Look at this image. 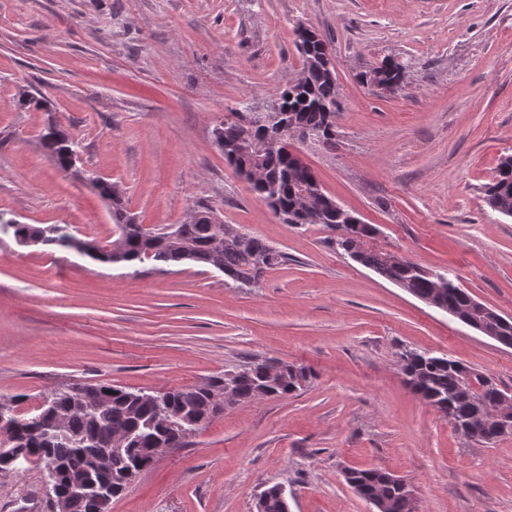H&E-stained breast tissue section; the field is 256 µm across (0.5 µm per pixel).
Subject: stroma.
<instances>
[{"mask_svg": "<svg viewBox=\"0 0 512 512\" xmlns=\"http://www.w3.org/2000/svg\"><path fill=\"white\" fill-rule=\"evenodd\" d=\"M336 58L330 145L296 143L326 194L376 227L366 249L447 272L512 318V218L484 187L512 154V0H0V213L100 244L117 184L137 223H183L199 204L284 260L257 286L151 260L130 268L0 234V399L35 412L75 384L164 391L252 358L304 366L285 398L228 407L165 452L111 512H255L280 485L289 512H370L348 468L406 480L417 512H512V435L466 438L406 384L428 350L512 390V348L427 306L338 251L318 225L285 223L230 166L213 132L296 79L295 29ZM409 63L386 90L360 79ZM79 144L61 171L40 136ZM42 468L0 473V512H46Z\"/></svg>", "mask_w": 512, "mask_h": 512, "instance_id": "1", "label": "stroma"}]
</instances>
